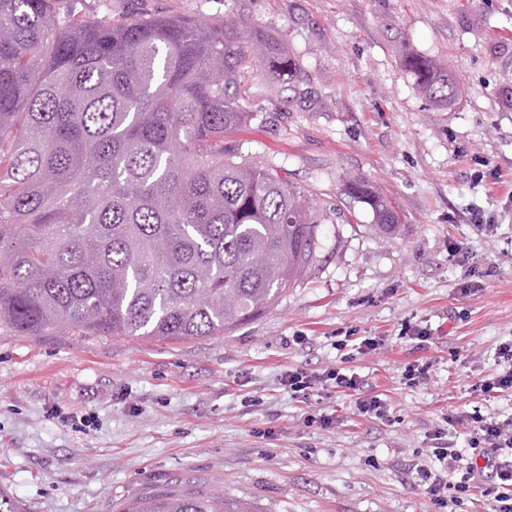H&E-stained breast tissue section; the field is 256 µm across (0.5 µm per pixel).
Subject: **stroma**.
<instances>
[{
	"label": "stroma",
	"mask_w": 512,
	"mask_h": 512,
	"mask_svg": "<svg viewBox=\"0 0 512 512\" xmlns=\"http://www.w3.org/2000/svg\"><path fill=\"white\" fill-rule=\"evenodd\" d=\"M60 11L121 22L144 14H225L279 36L300 65V99L254 80L253 118L226 138L239 156L285 167L317 203L348 212L327 224L318 267L273 309L219 336L175 341L27 336L0 326V492L25 512H124L177 483L218 490L256 512H428L405 480L438 415L512 414V398L470 395L512 338V0H58ZM426 56L457 78L432 102L403 68ZM497 174L477 182L481 162ZM361 177L399 215L389 232L370 206L341 192ZM477 203L500 213L469 221ZM492 276H485L488 265ZM479 288L461 294L470 271ZM428 324L423 349L398 336ZM382 336L349 367L393 409L380 422L354 414L342 393L308 402L280 383L291 367L339 365L336 332ZM304 337L296 345L294 337ZM431 360L427 386L401 382ZM265 405L249 407L250 396ZM337 413L338 425H307ZM89 425L75 429L76 419Z\"/></svg>",
	"instance_id": "1"
}]
</instances>
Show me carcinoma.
<instances>
[{
    "label": "carcinoma",
    "instance_id": "1",
    "mask_svg": "<svg viewBox=\"0 0 512 512\" xmlns=\"http://www.w3.org/2000/svg\"><path fill=\"white\" fill-rule=\"evenodd\" d=\"M403 67L437 101L455 79ZM263 72L296 90L280 39L226 20L61 13L0 0V325L185 340L273 308L316 266L326 209L288 170L237 159ZM344 195L399 223L361 178ZM124 512H248L172 486Z\"/></svg>",
    "mask_w": 512,
    "mask_h": 512
}]
</instances>
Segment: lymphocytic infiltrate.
<instances>
[{"instance_id":"f902f5d3","label":"lymphocytic infiltrate","mask_w":512,"mask_h":512,"mask_svg":"<svg viewBox=\"0 0 512 512\" xmlns=\"http://www.w3.org/2000/svg\"><path fill=\"white\" fill-rule=\"evenodd\" d=\"M497 367L479 378L472 395L512 397V339L495 352ZM291 395L306 401L337 390L355 398L358 415L379 421L391 418L386 400L370 394L356 372L337 368H291L281 376ZM430 445L408 467L411 487L430 503L431 512H457L465 502L482 497L490 512H512V414L459 410L441 414L428 434Z\"/></svg>"}]
</instances>
